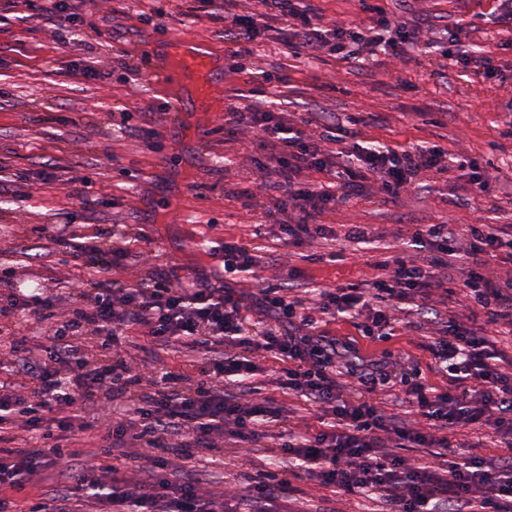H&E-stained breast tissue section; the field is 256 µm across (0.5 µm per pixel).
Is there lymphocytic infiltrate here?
<instances>
[{"instance_id":"obj_1","label":"lymphocytic infiltrate","mask_w":512,"mask_h":512,"mask_svg":"<svg viewBox=\"0 0 512 512\" xmlns=\"http://www.w3.org/2000/svg\"><path fill=\"white\" fill-rule=\"evenodd\" d=\"M205 2L224 5L232 71L238 59L252 56L270 12L282 21L277 40L313 59L327 50L369 60L383 41L382 29L391 25L382 15L367 27L339 22L324 29L310 0H256L259 9L249 15L234 12L235 0ZM351 123L348 135L355 144L338 172L344 185L372 179L396 195L412 187L419 171L441 166L447 156L436 145H365L357 139L362 118ZM242 128L271 144L279 178L268 189L280 227L288 244L306 246L320 231L316 215L335 200L300 179L329 167L324 135L288 123L253 93L237 94L225 107V131ZM425 234L436 240V251L422 260L389 256L376 262L375 291L369 295L353 287L319 289L309 303L289 285L232 286L227 275L262 266L258 248L236 240L223 246L225 277L186 281L170 268L146 280L107 281L85 293L84 304L63 321L55 317L51 292L28 289L17 307L37 315L40 334L0 354V369L7 373L0 379V424L16 419L23 430H55L65 438L94 433L100 454L112 463L70 461L63 448L36 443L0 448V487L51 462L57 472L42 512H270L272 501L292 496L312 477L344 494L378 500L386 512H512V355L477 331L460 329L437 306L416 301L420 294L446 295L453 283L484 310L488 323L512 329V276L499 282L483 273L497 252L512 257V237H502L493 224L472 225L463 233L453 224H432ZM70 246L75 258L104 269L122 265L131 254L123 233L98 246L76 240ZM322 315L362 316L386 327L398 316H417L435 325L423 348L447 383L436 388L419 377L404 390L405 403L431 420L432 432L387 415L379 399L350 391L334 370L336 363L350 364L347 350L313 331ZM133 329L147 343L180 346L189 363L200 367L201 379L169 371L146 380L134 374L125 354ZM261 351L280 361L283 386L319 409L316 428L293 431L279 405L256 400L252 378ZM30 402L41 415L23 417ZM461 424L494 427L505 456L494 464L475 456L436 468L397 453L408 444L447 456L451 446L443 433ZM273 430L283 438L288 464L269 462L231 496L210 489L206 470L172 468L168 457L175 448L214 450L228 434L257 443ZM117 448L139 449L137 464L114 456Z\"/></svg>"}]
</instances>
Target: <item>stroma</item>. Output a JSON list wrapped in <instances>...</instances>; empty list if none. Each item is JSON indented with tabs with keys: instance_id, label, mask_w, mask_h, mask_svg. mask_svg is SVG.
Instances as JSON below:
<instances>
[{
	"instance_id": "stroma-1",
	"label": "stroma",
	"mask_w": 512,
	"mask_h": 512,
	"mask_svg": "<svg viewBox=\"0 0 512 512\" xmlns=\"http://www.w3.org/2000/svg\"><path fill=\"white\" fill-rule=\"evenodd\" d=\"M391 22L407 30L432 29L451 52L486 59L472 76L435 48L395 56L378 52L361 64L339 54L312 61L283 43L259 39L240 72L224 69V27L192 0H67L77 39L55 35L57 21L45 0H0V278L35 280L52 289L58 312L78 306L79 292L110 279H145L159 268L222 275L224 240H258L271 261L264 283L303 288L361 286L376 271L379 251L426 256L414 240L430 224L512 225V27L499 21L505 0H383ZM186 38L210 54L222 101L185 96L180 117L165 109L167 89L153 84L145 44ZM259 87L274 111L315 119L316 131L369 118L363 137L388 144L439 145L445 171H421L410 190L390 196L366 188L347 194L323 172L309 183L334 190L338 203L318 222L324 236L299 251L286 246L266 213L265 196L247 201L262 174L260 140L250 132L224 140L225 98ZM487 174L489 194L459 199L457 185L473 172ZM353 224L369 225L372 243L344 239ZM126 226L133 255L125 266L98 270L75 260L60 229L94 244L99 233ZM322 334L370 360L405 356L429 384L431 371L419 344L423 331L400 323L385 340L363 336L360 320L320 322ZM254 384L261 396L287 410L297 431L315 427L316 410L281 388L278 360L260 359ZM274 439L254 447L225 437L222 448L174 457L209 470L218 485L242 487L244 473L278 457ZM300 512H380V503L302 483Z\"/></svg>"
}]
</instances>
